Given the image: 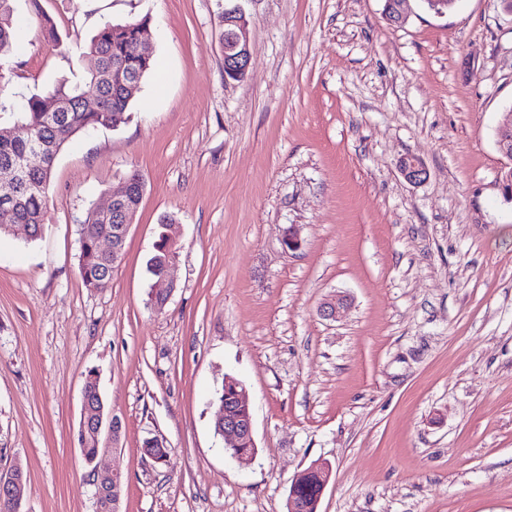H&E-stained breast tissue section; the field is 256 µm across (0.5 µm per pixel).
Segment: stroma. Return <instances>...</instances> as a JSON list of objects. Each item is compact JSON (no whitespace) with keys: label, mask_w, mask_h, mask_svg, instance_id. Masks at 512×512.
Returning <instances> with one entry per match:
<instances>
[{"label":"stroma","mask_w":512,"mask_h":512,"mask_svg":"<svg viewBox=\"0 0 512 512\" xmlns=\"http://www.w3.org/2000/svg\"><path fill=\"white\" fill-rule=\"evenodd\" d=\"M236 3L251 46L237 81L220 0H41L68 57L18 4L16 93L90 69L107 20L149 17L163 74L126 124L57 156L41 237L0 239V472L22 468L26 512H96L77 443L93 369L124 428L103 460L124 477L121 512H285L317 461L332 467L320 512H512V201L495 142L512 13L411 0L396 27L384 0ZM408 154L422 183L400 172ZM133 173L124 258L85 288L80 226ZM166 215L177 288L157 307L146 261ZM336 296L348 310L323 319ZM228 374L252 406L246 465L213 429Z\"/></svg>","instance_id":"35a3bbf8"}]
</instances>
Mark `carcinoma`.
I'll use <instances>...</instances> for the list:
<instances>
[{"instance_id":"carcinoma-1","label":"carcinoma","mask_w":512,"mask_h":512,"mask_svg":"<svg viewBox=\"0 0 512 512\" xmlns=\"http://www.w3.org/2000/svg\"><path fill=\"white\" fill-rule=\"evenodd\" d=\"M17 0H0V64L8 62L23 39V29L14 20ZM40 20L47 44L64 53V44L54 20L43 10L39 0H28ZM148 17L126 22H106L87 46V54L95 57L96 69L86 72L75 81L62 80L53 91L63 119L58 120L44 111L43 98L32 94L19 103L7 92L9 81L0 73V165L22 159L36 146L46 150L44 163L21 174L14 188V203L8 209L0 208V235L10 234L13 224L29 228L28 239H37L43 229L49 205V192L54 161L57 155L80 133L99 128L117 129L130 117L133 96L126 86L141 83L153 68L152 57L137 52L141 40L150 36ZM143 180L133 173L127 177L124 202L126 207H139ZM118 230L121 225L112 217L88 209L80 228L79 271L82 283L89 289H101L112 280V260L97 249L96 241L102 228ZM168 252L165 225L158 224V240L146 264L151 280L150 298L166 295L163 281ZM320 489L317 475H310L299 488L300 497L310 503Z\"/></svg>"}]
</instances>
